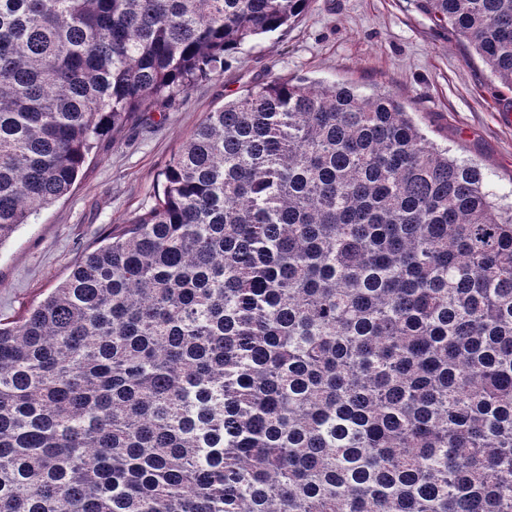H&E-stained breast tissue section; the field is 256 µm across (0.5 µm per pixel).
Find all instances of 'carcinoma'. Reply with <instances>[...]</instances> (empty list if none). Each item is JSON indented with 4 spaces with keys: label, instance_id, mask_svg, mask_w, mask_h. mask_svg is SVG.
Returning <instances> with one entry per match:
<instances>
[{
    "label": "carcinoma",
    "instance_id": "carcinoma-1",
    "mask_svg": "<svg viewBox=\"0 0 512 512\" xmlns=\"http://www.w3.org/2000/svg\"><path fill=\"white\" fill-rule=\"evenodd\" d=\"M311 0H0V245ZM512 89V0H417ZM0 319V512H512V207L403 105L250 88Z\"/></svg>",
    "mask_w": 512,
    "mask_h": 512
}]
</instances>
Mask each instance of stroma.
Returning <instances> with one entry per match:
<instances>
[{
    "label": "stroma",
    "instance_id": "obj_1",
    "mask_svg": "<svg viewBox=\"0 0 512 512\" xmlns=\"http://www.w3.org/2000/svg\"><path fill=\"white\" fill-rule=\"evenodd\" d=\"M280 76L388 94L450 156L477 166L512 206V126L499 119L512 90L466 42L413 0H312L291 28L245 45L223 72L165 111L145 113L99 143L71 192L0 244V315H21L85 251L153 207L158 171L207 112Z\"/></svg>",
    "mask_w": 512,
    "mask_h": 512
}]
</instances>
